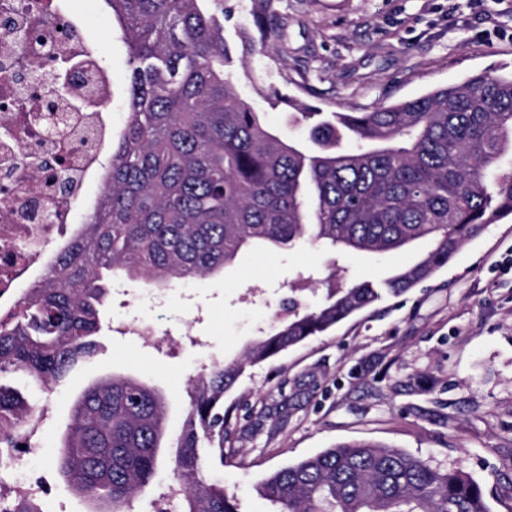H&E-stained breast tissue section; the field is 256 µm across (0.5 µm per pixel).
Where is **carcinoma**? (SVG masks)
Returning a JSON list of instances; mask_svg holds the SVG:
<instances>
[{"label":"carcinoma","instance_id":"obj_1","mask_svg":"<svg viewBox=\"0 0 512 512\" xmlns=\"http://www.w3.org/2000/svg\"><path fill=\"white\" fill-rule=\"evenodd\" d=\"M128 48L127 122L111 172L81 235L15 307L0 313V378L31 387L60 380L94 355L101 307L119 270L149 284L215 274L248 247L308 241L336 265L349 252L393 253L425 238L431 249L384 288L350 280L308 305L288 298L237 358L192 383L176 439L182 481L169 512H239L207 479L224 462L230 392L246 366L324 335L342 321L432 277L499 218L512 214V73L482 72L392 106L323 115L299 108L307 145L271 131L240 95L224 43V0H106ZM259 0L261 40L283 23ZM35 407L0 383V474L9 472ZM166 435L161 395L112 376L76 402L59 454L69 485L129 512L154 478ZM276 512H490L479 484L388 446L341 443L268 476Z\"/></svg>","mask_w":512,"mask_h":512}]
</instances>
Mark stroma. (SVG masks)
Instances as JSON below:
<instances>
[{"label":"stroma","mask_w":512,"mask_h":512,"mask_svg":"<svg viewBox=\"0 0 512 512\" xmlns=\"http://www.w3.org/2000/svg\"><path fill=\"white\" fill-rule=\"evenodd\" d=\"M103 0H72L112 69V121L127 112L128 52L119 25L103 27ZM224 40L242 95L268 127L304 141L284 107L257 96L275 88L321 112H363L392 105L482 70L512 71V0H276L286 21L281 40L242 56L253 33L254 0H224ZM430 248L401 253H349L339 263L351 277L382 283ZM325 277L323 251L242 252L222 272L159 288L114 274L100 311L98 353L75 364L50 388L25 389L49 417L33 454L46 477L43 512H92L63 477L56 450L76 401L112 375L134 377L164 397L170 438L156 479L130 504L152 502L180 483L174 443L193 376L212 361L238 355L281 316L299 273ZM130 319L154 327L146 344L114 333ZM192 328L196 343L182 337ZM230 445L209 479L234 495L240 512H273L256 491L269 473L340 442L382 443L456 469L480 484L491 512H512V214L468 240L447 266L401 296H384L335 330L278 358L246 368L226 394Z\"/></svg>","instance_id":"obj_1"}]
</instances>
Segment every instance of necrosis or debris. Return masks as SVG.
Here are the masks:
<instances>
[{
  "mask_svg": "<svg viewBox=\"0 0 512 512\" xmlns=\"http://www.w3.org/2000/svg\"><path fill=\"white\" fill-rule=\"evenodd\" d=\"M40 0H0V309L42 278L56 254L79 235V211H91L112 148V72L101 66L81 19L55 16L69 33L56 35ZM26 42H19L20 32ZM64 157L72 191L59 193V172L43 167ZM43 421L28 418L11 483L0 504L31 497L30 449Z\"/></svg>",
  "mask_w": 512,
  "mask_h": 512,
  "instance_id": "necrosis-or-debris-1",
  "label": "necrosis or debris"
}]
</instances>
